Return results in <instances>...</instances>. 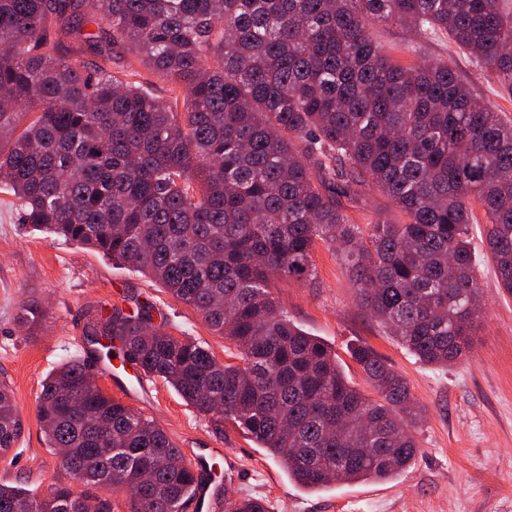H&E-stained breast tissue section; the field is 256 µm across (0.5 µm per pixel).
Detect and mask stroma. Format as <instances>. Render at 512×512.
Returning a JSON list of instances; mask_svg holds the SVG:
<instances>
[{"mask_svg": "<svg viewBox=\"0 0 512 512\" xmlns=\"http://www.w3.org/2000/svg\"><path fill=\"white\" fill-rule=\"evenodd\" d=\"M372 31L396 63H448L473 95L512 118V82L480 68L447 34L420 36L392 23L376 24ZM473 214L470 238L485 314L466 359L451 366L421 365L384 335L358 307L348 272L324 243L313 251L314 284L284 277L272 286L291 319L336 351L352 385L366 386L349 354L366 343L405 377L426 407L427 418L415 433L418 455L395 479L311 492L295 484L282 461L250 438L229 426L216 433L209 418L162 381H151L143 390L130 379L102 374L99 384L106 394L153 419L182 453L222 459L234 495L264 497L272 512H512V293L501 288L487 256L483 208L474 206ZM32 299L45 305L48 315L43 330L29 336L16 314L20 303ZM146 303L154 315L167 317L172 335L191 336L208 345L218 360L235 362L236 347L193 308L98 252L32 230L21 221L17 199L0 189V377L12 385L23 425L13 449L0 456V484L42 492L67 479L44 444L37 416L41 382L80 351L87 312L129 313Z\"/></svg>", "mask_w": 512, "mask_h": 512, "instance_id": "35a3bbf8", "label": "stroma"}]
</instances>
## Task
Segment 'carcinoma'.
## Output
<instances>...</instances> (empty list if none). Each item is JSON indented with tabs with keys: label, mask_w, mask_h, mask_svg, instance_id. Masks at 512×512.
<instances>
[{
	"label": "carcinoma",
	"mask_w": 512,
	"mask_h": 512,
	"mask_svg": "<svg viewBox=\"0 0 512 512\" xmlns=\"http://www.w3.org/2000/svg\"><path fill=\"white\" fill-rule=\"evenodd\" d=\"M98 31L84 32L87 12ZM448 34L512 81V14L497 0H0V176L24 223L150 276L238 350L219 361L154 322L146 305L87 320L93 356L45 377V443L89 497L63 481L38 493L0 484V512H186L201 473L153 420L104 394L92 361L117 358L161 380L219 433L224 422L281 458L309 491L388 480L417 454L425 414L405 378L369 345L350 351L372 393L336 352L276 304L277 278L314 279L333 248L357 304L423 365L464 359L482 309L468 240L472 203L512 291V120L444 62L404 67L371 27ZM74 36L104 59L122 48L187 88L185 111L102 66L59 56ZM37 113L20 133L18 112ZM367 187L386 212L363 228L340 199ZM47 310L19 306L37 334ZM22 421L0 379V452ZM224 512H271L224 495Z\"/></svg>",
	"instance_id": "obj_1"
}]
</instances>
